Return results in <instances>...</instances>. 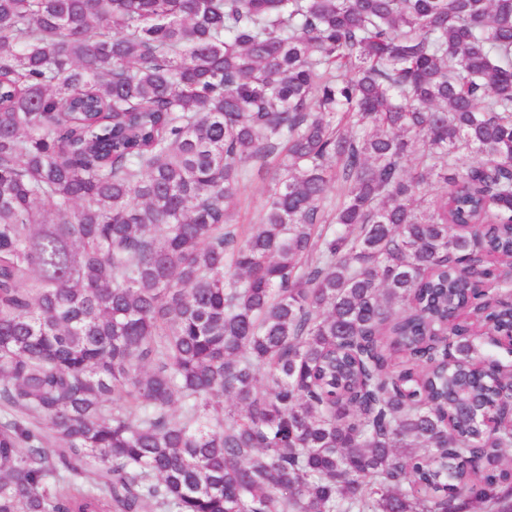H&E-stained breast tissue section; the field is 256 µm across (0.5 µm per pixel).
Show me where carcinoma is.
I'll use <instances>...</instances> for the list:
<instances>
[{
	"label": "carcinoma",
	"mask_w": 512,
	"mask_h": 512,
	"mask_svg": "<svg viewBox=\"0 0 512 512\" xmlns=\"http://www.w3.org/2000/svg\"><path fill=\"white\" fill-rule=\"evenodd\" d=\"M480 248L512 0H0V512H512ZM266 185L264 174L256 176L247 190L231 204L234 219L241 231L247 232L250 224L257 220L264 203Z\"/></svg>",
	"instance_id": "cac0c4a2"
}]
</instances>
